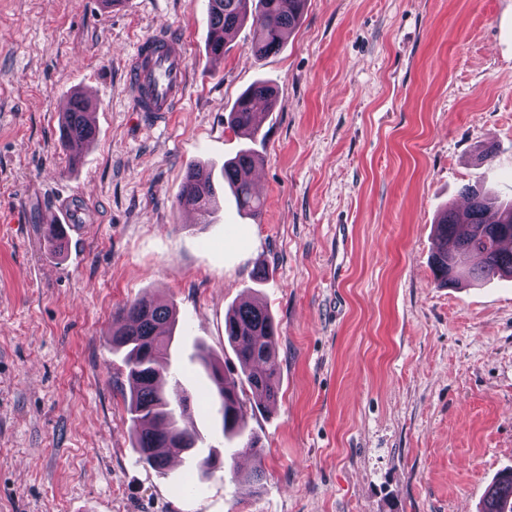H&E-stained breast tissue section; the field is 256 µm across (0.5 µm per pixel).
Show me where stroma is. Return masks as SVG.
I'll return each instance as SVG.
<instances>
[{
  "instance_id": "1",
  "label": "stroma",
  "mask_w": 512,
  "mask_h": 512,
  "mask_svg": "<svg viewBox=\"0 0 512 512\" xmlns=\"http://www.w3.org/2000/svg\"><path fill=\"white\" fill-rule=\"evenodd\" d=\"M206 5L0 0V512H478L512 466V278L444 287L431 255L466 185L512 201V0H306L261 61L247 25L209 58ZM162 24L189 82L158 123L125 71ZM258 81L276 104L250 139L227 116ZM75 93L97 115L76 162L60 143ZM244 148L261 215L226 190L212 223L188 221L189 165ZM75 206L56 252L44 216ZM143 297L176 310L167 379L206 448L241 438L199 399L197 349L239 373L226 312L273 316L277 399L240 396L260 489L139 460L107 334Z\"/></svg>"
}]
</instances>
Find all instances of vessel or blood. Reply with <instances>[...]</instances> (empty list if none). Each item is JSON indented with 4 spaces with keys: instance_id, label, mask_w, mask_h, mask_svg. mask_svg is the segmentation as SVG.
I'll use <instances>...</instances> for the list:
<instances>
[{
    "instance_id": "obj_1",
    "label": "vessel or blood",
    "mask_w": 512,
    "mask_h": 512,
    "mask_svg": "<svg viewBox=\"0 0 512 512\" xmlns=\"http://www.w3.org/2000/svg\"><path fill=\"white\" fill-rule=\"evenodd\" d=\"M187 83L186 53L176 34L161 28L137 43L127 68L137 111L158 116L175 111Z\"/></svg>"
}]
</instances>
